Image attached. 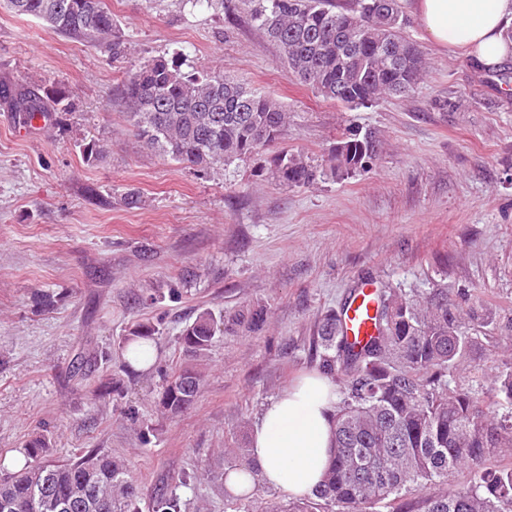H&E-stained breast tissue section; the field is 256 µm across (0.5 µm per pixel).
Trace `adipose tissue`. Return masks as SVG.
<instances>
[{
    "label": "adipose tissue",
    "instance_id": "ef3b65f1",
    "mask_svg": "<svg viewBox=\"0 0 512 512\" xmlns=\"http://www.w3.org/2000/svg\"><path fill=\"white\" fill-rule=\"evenodd\" d=\"M440 49H463L488 69L512 58V0H412ZM336 386L319 372L302 375L266 404L254 421L250 454L265 485L289 495L309 494L334 448Z\"/></svg>",
    "mask_w": 512,
    "mask_h": 512
}]
</instances>
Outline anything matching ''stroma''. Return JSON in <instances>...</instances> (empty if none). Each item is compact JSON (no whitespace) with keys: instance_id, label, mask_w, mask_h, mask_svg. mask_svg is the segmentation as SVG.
<instances>
[{"instance_id":"stroma-1","label":"stroma","mask_w":512,"mask_h":512,"mask_svg":"<svg viewBox=\"0 0 512 512\" xmlns=\"http://www.w3.org/2000/svg\"><path fill=\"white\" fill-rule=\"evenodd\" d=\"M106 3L127 39L117 60L0 9V87L62 88L74 101L32 128L0 98L1 463L42 433L51 458L96 448L125 461L144 500L167 489L224 512L203 469L224 444H248L262 407L318 370L323 316L365 279L410 297L444 288L461 315L493 313L459 369L464 385L487 389L512 367V60L488 72L437 50L399 0L425 70L408 95L352 109L300 83L241 0L220 11ZM159 56L281 102L280 145L312 164L328 167L350 130L372 138L374 155L348 177L288 188L266 171L265 149L207 177L140 150L120 89L132 65ZM92 139L108 146L94 162L79 148ZM122 187L141 192V208L123 206ZM258 307L264 329L215 336L195 403L164 411L165 373L192 361L181 330L205 309ZM148 321L160 325L155 364L123 369L124 337ZM112 381L119 393L95 398Z\"/></svg>"}]
</instances>
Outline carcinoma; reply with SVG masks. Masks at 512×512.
Instances as JSON below:
<instances>
[{"label": "carcinoma", "instance_id": "obj_1", "mask_svg": "<svg viewBox=\"0 0 512 512\" xmlns=\"http://www.w3.org/2000/svg\"><path fill=\"white\" fill-rule=\"evenodd\" d=\"M17 16L34 17L50 29L125 54L119 22L105 0H4ZM252 21L277 44L280 59L301 82L349 107L382 96L411 92L424 69L421 51L404 35L397 0H244ZM26 121L69 112L67 91L4 89ZM126 118L139 147L206 176L263 147L278 144L288 112L274 98L224 75L220 69L185 73L174 61L153 58L133 65L122 83ZM375 145L350 134L336 142L329 173L349 175L363 167ZM321 170L283 149L270 175L291 187L309 186ZM264 309L240 313L231 325L254 332ZM375 334L348 341L336 311L324 316L315 348L320 366L336 384L335 448L322 482L303 498L262 501L235 495L227 472L249 464V449L231 448L214 471L224 493V512H512V370L496 374L479 393L457 378L459 365L479 348V337L462 330L448 306V289L425 301L394 291L378 294ZM224 330V315L205 309L180 334L184 350L202 357ZM160 329L137 325L122 347L155 341ZM161 404L173 414L192 406L202 384L196 367L174 373ZM49 441H25L21 469H0V500L9 512H142L140 489L130 470L98 449L75 459L44 460ZM466 468L468 483L448 487V476ZM152 512H186L181 496L162 491Z\"/></svg>", "mask_w": 512, "mask_h": 512}]
</instances>
